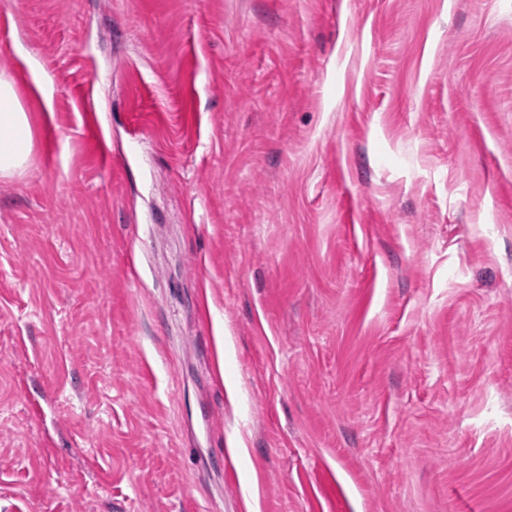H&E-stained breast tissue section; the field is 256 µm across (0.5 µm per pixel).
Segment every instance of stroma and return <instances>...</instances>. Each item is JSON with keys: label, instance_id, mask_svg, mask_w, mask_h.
Masks as SVG:
<instances>
[{"label": "stroma", "instance_id": "35a3bbf8", "mask_svg": "<svg viewBox=\"0 0 512 512\" xmlns=\"http://www.w3.org/2000/svg\"><path fill=\"white\" fill-rule=\"evenodd\" d=\"M0 512H512V0H0ZM32 149L28 116L14 88L0 81V175L22 171Z\"/></svg>", "mask_w": 512, "mask_h": 512}]
</instances>
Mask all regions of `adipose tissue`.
Here are the masks:
<instances>
[{
    "instance_id": "adipose-tissue-1",
    "label": "adipose tissue",
    "mask_w": 512,
    "mask_h": 512,
    "mask_svg": "<svg viewBox=\"0 0 512 512\" xmlns=\"http://www.w3.org/2000/svg\"><path fill=\"white\" fill-rule=\"evenodd\" d=\"M32 149L28 116L14 88L0 81V175L25 168Z\"/></svg>"
}]
</instances>
